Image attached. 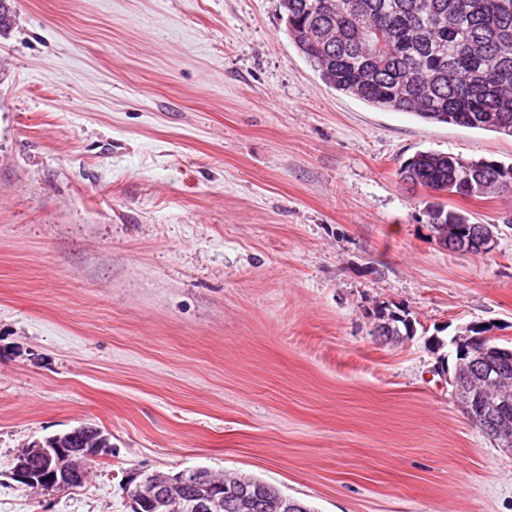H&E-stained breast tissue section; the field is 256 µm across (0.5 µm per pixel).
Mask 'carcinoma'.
Returning a JSON list of instances; mask_svg holds the SVG:
<instances>
[{
    "instance_id": "obj_1",
    "label": "carcinoma",
    "mask_w": 512,
    "mask_h": 512,
    "mask_svg": "<svg viewBox=\"0 0 512 512\" xmlns=\"http://www.w3.org/2000/svg\"><path fill=\"white\" fill-rule=\"evenodd\" d=\"M288 36L320 79L337 92L378 109L412 114L427 123L451 124L512 136V0H282ZM14 0H0V35L12 26ZM404 181L461 198L512 194V166L480 159L465 173L459 156L418 151L400 167ZM439 233L461 224L459 211L435 204L423 212ZM397 340L411 335L410 320L380 312ZM484 408L500 394L492 378L475 380ZM43 441L47 448L109 447L97 427L80 425ZM209 476L239 493L224 512H311L261 479L231 473ZM250 507H239L240 497Z\"/></svg>"
}]
</instances>
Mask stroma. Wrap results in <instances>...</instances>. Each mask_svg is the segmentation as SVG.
Returning <instances> with one entry per match:
<instances>
[{
    "label": "stroma",
    "mask_w": 512,
    "mask_h": 512,
    "mask_svg": "<svg viewBox=\"0 0 512 512\" xmlns=\"http://www.w3.org/2000/svg\"><path fill=\"white\" fill-rule=\"evenodd\" d=\"M0 36V512H132L134 473L260 478L313 512H512V450L456 405L451 337L512 348V195L402 181L512 136L329 89L280 0H15ZM496 227L460 255L433 204ZM412 336L373 337L377 314ZM94 425L90 483L30 444Z\"/></svg>",
    "instance_id": "obj_1"
}]
</instances>
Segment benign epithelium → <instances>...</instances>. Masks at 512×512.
Wrapping results in <instances>:
<instances>
[{
    "label": "benign epithelium",
    "instance_id": "7a95c632",
    "mask_svg": "<svg viewBox=\"0 0 512 512\" xmlns=\"http://www.w3.org/2000/svg\"><path fill=\"white\" fill-rule=\"evenodd\" d=\"M495 228L494 224H477L471 229L466 227L450 234L446 239L448 250L455 253L468 250L489 252L495 244ZM489 341L490 337L482 332L452 337L451 344L456 348V363L452 374L448 375V385L471 423L499 435H512V424L506 419L505 413L475 414L471 411L476 392L464 386V381L472 380L473 371L477 366L490 373L496 382H506L508 378H512V370L500 363V357L504 355L503 350L489 346ZM40 454L55 461L54 467L40 471L20 469L17 474L22 482L36 491L50 494L67 491L73 478H83L99 457V449L67 452L61 448H42ZM179 485V480L172 481L152 474L140 479L133 477L128 480L126 487L136 512H141V508L148 506L156 512H166L170 508L171 489ZM214 487L216 484L213 482L200 485V491L187 500L184 508L188 512H221L224 508V496H216Z\"/></svg>",
    "mask_w": 512,
    "mask_h": 512
}]
</instances>
